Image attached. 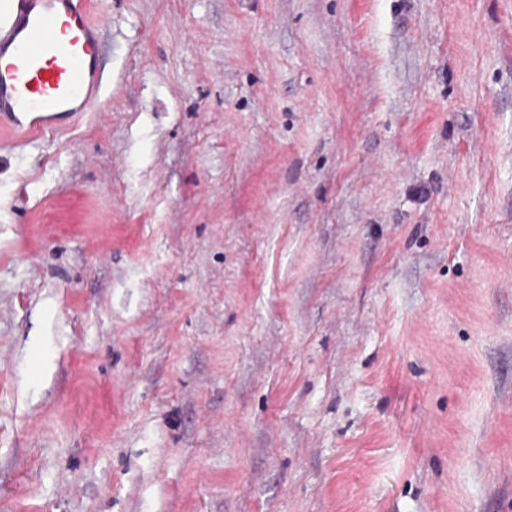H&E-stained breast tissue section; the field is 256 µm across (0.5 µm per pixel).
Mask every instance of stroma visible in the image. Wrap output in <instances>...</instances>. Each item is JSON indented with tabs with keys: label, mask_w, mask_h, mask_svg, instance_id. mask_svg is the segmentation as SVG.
Wrapping results in <instances>:
<instances>
[{
	"label": "stroma",
	"mask_w": 512,
	"mask_h": 512,
	"mask_svg": "<svg viewBox=\"0 0 512 512\" xmlns=\"http://www.w3.org/2000/svg\"><path fill=\"white\" fill-rule=\"evenodd\" d=\"M0 142V512H512V0H91Z\"/></svg>",
	"instance_id": "1"
}]
</instances>
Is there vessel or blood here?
Segmentation results:
<instances>
[{
  "label": "vessel or blood",
  "mask_w": 512,
  "mask_h": 512,
  "mask_svg": "<svg viewBox=\"0 0 512 512\" xmlns=\"http://www.w3.org/2000/svg\"><path fill=\"white\" fill-rule=\"evenodd\" d=\"M89 0H0V136L40 132L88 112L107 76Z\"/></svg>",
  "instance_id": "obj_1"
}]
</instances>
